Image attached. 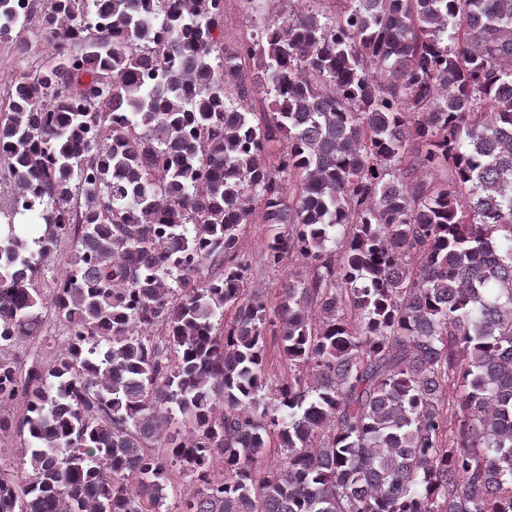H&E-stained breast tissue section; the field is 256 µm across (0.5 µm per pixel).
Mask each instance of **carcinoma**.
Instances as JSON below:
<instances>
[{
    "mask_svg": "<svg viewBox=\"0 0 512 512\" xmlns=\"http://www.w3.org/2000/svg\"><path fill=\"white\" fill-rule=\"evenodd\" d=\"M321 2L226 44L224 0H0L51 45L0 109V512H171L176 470V512H512V0ZM257 216L308 268L274 306ZM267 238V226L256 219L253 224H246L240 239L241 255L249 264L247 277L253 288H260L265 297L276 301L281 283L291 272L305 273V268L296 261L288 268V263L280 268L268 267L264 262V249ZM45 340L26 341L16 346L15 356L24 364L32 360L47 361L65 341L64 330L50 316L45 318ZM266 376L273 384L288 378V364L284 360L279 338L271 335L266 340ZM27 433L24 435L12 429L10 432L0 434L1 466L15 472L23 471L26 459L23 458L21 448H25Z\"/></svg>",
    "mask_w": 512,
    "mask_h": 512,
    "instance_id": "cac0c4a2",
    "label": "carcinoma"
}]
</instances>
